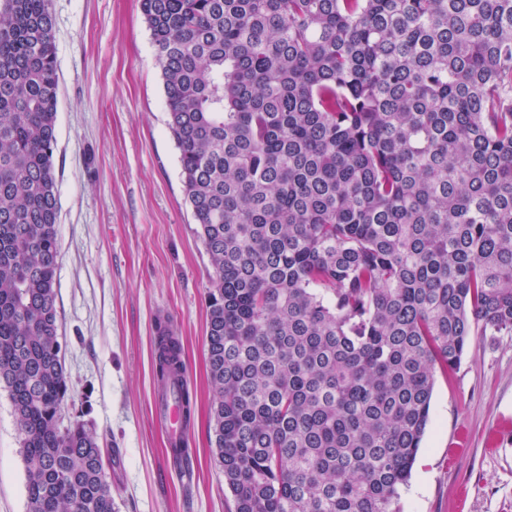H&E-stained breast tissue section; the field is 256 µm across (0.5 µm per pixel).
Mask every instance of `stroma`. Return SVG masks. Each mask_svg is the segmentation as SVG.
<instances>
[{
  "label": "stroma",
  "instance_id": "35a3bbf8",
  "mask_svg": "<svg viewBox=\"0 0 512 512\" xmlns=\"http://www.w3.org/2000/svg\"><path fill=\"white\" fill-rule=\"evenodd\" d=\"M59 73L56 309L63 424L106 452L116 512H234L211 448L204 343L211 267L168 128L139 0H52ZM168 321L194 395L193 473L153 415L154 328ZM402 512H512V335L476 336L436 372ZM0 512H27L20 437L0 389Z\"/></svg>",
  "mask_w": 512,
  "mask_h": 512
}]
</instances>
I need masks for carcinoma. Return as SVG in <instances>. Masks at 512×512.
<instances>
[{
  "label": "carcinoma",
  "instance_id": "carcinoma-1",
  "mask_svg": "<svg viewBox=\"0 0 512 512\" xmlns=\"http://www.w3.org/2000/svg\"><path fill=\"white\" fill-rule=\"evenodd\" d=\"M212 268L235 512H401L436 368L512 334V0H139ZM51 0H0V386L27 512H116L62 425ZM155 375L181 346L155 324Z\"/></svg>",
  "mask_w": 512,
  "mask_h": 512
}]
</instances>
